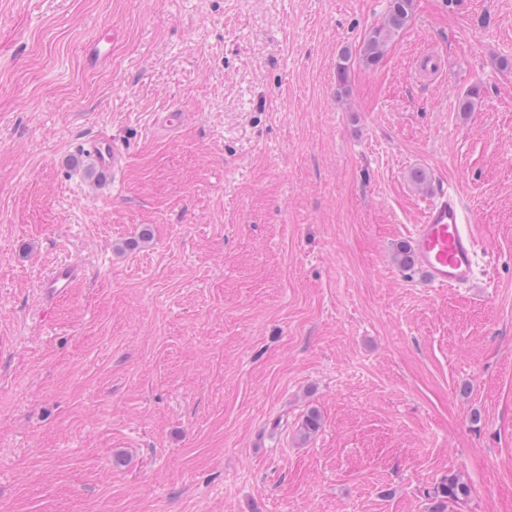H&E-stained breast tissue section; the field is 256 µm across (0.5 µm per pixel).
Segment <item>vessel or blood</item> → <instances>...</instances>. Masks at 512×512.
Here are the masks:
<instances>
[{
    "label": "vessel or blood",
    "mask_w": 512,
    "mask_h": 512,
    "mask_svg": "<svg viewBox=\"0 0 512 512\" xmlns=\"http://www.w3.org/2000/svg\"><path fill=\"white\" fill-rule=\"evenodd\" d=\"M82 150L94 160L98 188L107 189L115 184L123 168V157L112 138L89 136L84 139ZM411 240L413 265L431 287L460 288L474 279L477 241L471 218L456 191L441 190L421 224L413 227ZM82 274L76 264H59L43 279L42 292L49 298L63 295Z\"/></svg>",
    "instance_id": "vessel-or-blood-1"
}]
</instances>
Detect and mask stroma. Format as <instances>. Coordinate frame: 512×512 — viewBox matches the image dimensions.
Wrapping results in <instances>:
<instances>
[{
    "label": "stroma",
    "mask_w": 512,
    "mask_h": 512,
    "mask_svg": "<svg viewBox=\"0 0 512 512\" xmlns=\"http://www.w3.org/2000/svg\"><path fill=\"white\" fill-rule=\"evenodd\" d=\"M389 3L0 0V512H432L451 473L512 512V0H414L364 66ZM451 186L443 290L399 251ZM414 0H391L383 23L372 27L363 39L360 56L367 67H374L383 58L388 44L411 19ZM82 151L94 160L98 188L112 187L123 168V156L112 138L100 134L88 136L82 143ZM456 191L442 189L411 232L415 267L432 288H460L476 274L477 241ZM83 275L82 269L73 263H62L53 268L41 283L46 297L54 298L68 292L74 282Z\"/></svg>",
    "instance_id": "35a3bbf8"
}]
</instances>
